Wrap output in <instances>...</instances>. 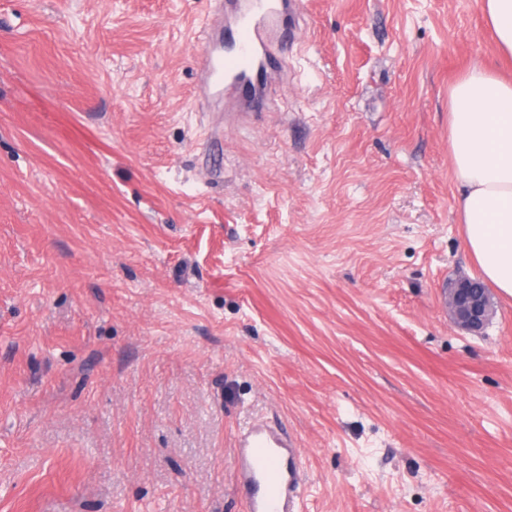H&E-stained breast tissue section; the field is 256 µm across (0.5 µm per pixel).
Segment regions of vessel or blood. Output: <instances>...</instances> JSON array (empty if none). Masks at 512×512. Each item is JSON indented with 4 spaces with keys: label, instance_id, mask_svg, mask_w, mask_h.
<instances>
[{
    "label": "vessel or blood",
    "instance_id": "obj_1",
    "mask_svg": "<svg viewBox=\"0 0 512 512\" xmlns=\"http://www.w3.org/2000/svg\"><path fill=\"white\" fill-rule=\"evenodd\" d=\"M295 14L293 0H215L197 46L199 105L243 117L269 109L271 85L287 75ZM234 466L247 512H295L300 476L279 429L248 418L237 432Z\"/></svg>",
    "mask_w": 512,
    "mask_h": 512
}]
</instances>
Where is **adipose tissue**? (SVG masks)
I'll list each match as a JSON object with an SVG mask.
<instances>
[{"mask_svg": "<svg viewBox=\"0 0 512 512\" xmlns=\"http://www.w3.org/2000/svg\"><path fill=\"white\" fill-rule=\"evenodd\" d=\"M487 28L512 57V0H479ZM448 143L464 241L484 283L512 298V80L478 62L451 87Z\"/></svg>", "mask_w": 512, "mask_h": 512, "instance_id": "adipose-tissue-1", "label": "adipose tissue"}]
</instances>
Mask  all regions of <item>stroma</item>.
<instances>
[{"instance_id":"stroma-1","label":"stroma","mask_w":512,"mask_h":512,"mask_svg":"<svg viewBox=\"0 0 512 512\" xmlns=\"http://www.w3.org/2000/svg\"><path fill=\"white\" fill-rule=\"evenodd\" d=\"M212 0H0V512H512V299L481 334L448 93L477 0H297L276 109L199 111ZM446 288L447 286L443 289V306ZM446 305L453 323L468 333L480 332L494 316L487 288H477L472 279L464 275L449 282ZM292 448L279 429L256 416L238 428L234 466L248 512H296L300 476Z\"/></svg>"}]
</instances>
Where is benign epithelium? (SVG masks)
Listing matches in <instances>:
<instances>
[{
  "label": "benign epithelium",
  "mask_w": 512,
  "mask_h": 512,
  "mask_svg": "<svg viewBox=\"0 0 512 512\" xmlns=\"http://www.w3.org/2000/svg\"><path fill=\"white\" fill-rule=\"evenodd\" d=\"M446 305L453 323L468 333L480 332L494 316L488 291L477 288L472 279L464 275L449 282Z\"/></svg>",
  "instance_id": "obj_1"
}]
</instances>
